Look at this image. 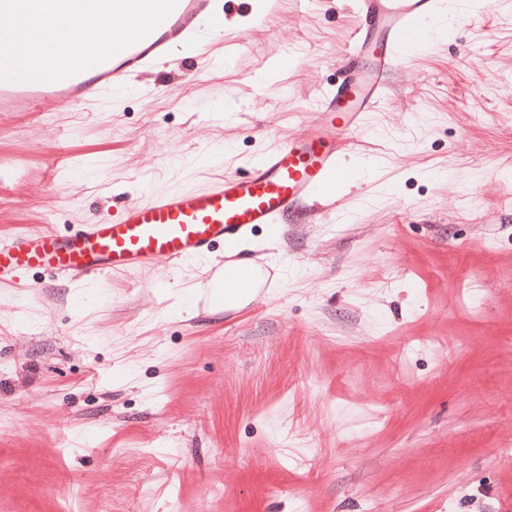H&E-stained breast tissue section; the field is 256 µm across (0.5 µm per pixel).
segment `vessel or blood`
Listing matches in <instances>:
<instances>
[{
  "mask_svg": "<svg viewBox=\"0 0 512 512\" xmlns=\"http://www.w3.org/2000/svg\"><path fill=\"white\" fill-rule=\"evenodd\" d=\"M457 0H357L356 28L339 85L314 103L322 115L318 135L288 137L269 146L245 174L204 189L149 193L126 203L112 220L91 215L67 233L48 229L0 239V283L36 270L56 276H96L143 269L157 261L202 259L216 246L248 238L258 226L281 223L291 213L335 196L344 172L340 140L361 129L362 114L386 95L389 74L407 65L428 30L454 11ZM219 0H178L145 38L58 81L0 80V112H29L46 99L68 109L131 83L205 41L223 37ZM240 292L262 286L266 269L238 266L225 274Z\"/></svg>",
  "mask_w": 512,
  "mask_h": 512,
  "instance_id": "b4317fda",
  "label": "vessel or blood"
}]
</instances>
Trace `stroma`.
<instances>
[{"mask_svg":"<svg viewBox=\"0 0 512 512\" xmlns=\"http://www.w3.org/2000/svg\"><path fill=\"white\" fill-rule=\"evenodd\" d=\"M356 0L184 56L71 111L0 114V236L115 217L310 135ZM347 142L317 213L211 259L0 283V512H506L512 505V8L472 0ZM210 259V260H211ZM271 276V271L268 270ZM268 271L266 269L260 268H254L250 269L246 265H240L229 272L227 271L226 267H222L218 269L213 277L211 282V300L220 299L224 294V289L226 290L225 293H235L236 291L232 288H235L233 285H231L229 282L226 281H234L235 284L238 286L237 290L238 292L247 293L253 290H257L263 286V280H267L268 278ZM224 275H225V282H224ZM269 280V278H268ZM230 295L224 294V306H226V301L229 299Z\"/></svg>","mask_w":512,"mask_h":512,"instance_id":"obj_1","label":"stroma"}]
</instances>
